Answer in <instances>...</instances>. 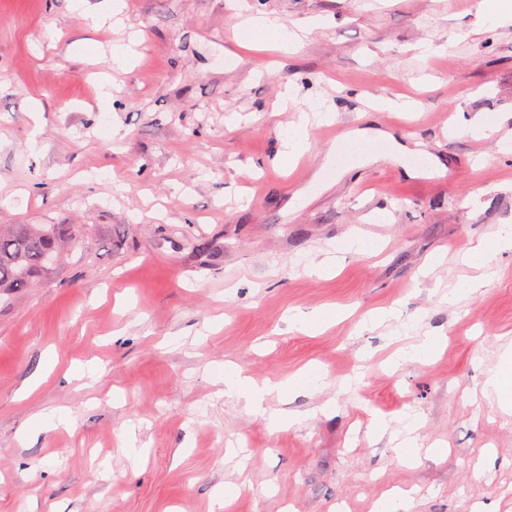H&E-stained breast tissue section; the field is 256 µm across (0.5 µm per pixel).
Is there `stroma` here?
<instances>
[{"mask_svg":"<svg viewBox=\"0 0 512 512\" xmlns=\"http://www.w3.org/2000/svg\"><path fill=\"white\" fill-rule=\"evenodd\" d=\"M125 2L98 29L69 0H0V225L82 239L0 294V512H212L232 486L225 512H373L397 489L409 512H512V411L481 395L512 346V248L489 286L439 301L512 224V24L493 0ZM262 14L295 53L237 48ZM133 35L101 95L99 58ZM286 93L325 116L294 162L297 113L269 114ZM296 308L337 318L303 332ZM424 334L431 360L389 368ZM228 360L324 381L259 414L219 396ZM54 408L71 425L23 439ZM280 409L301 422L272 428ZM405 414L414 460L376 430ZM503 248H512V224H499L490 235L468 250L463 262L487 271L493 256Z\"/></svg>","mask_w":512,"mask_h":512,"instance_id":"obj_1","label":"stroma"}]
</instances>
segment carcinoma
I'll return each mask as SVG.
<instances>
[{"mask_svg": "<svg viewBox=\"0 0 512 512\" xmlns=\"http://www.w3.org/2000/svg\"><path fill=\"white\" fill-rule=\"evenodd\" d=\"M61 242L53 224H14L0 231V289L29 287L50 269L46 257L58 256Z\"/></svg>", "mask_w": 512, "mask_h": 512, "instance_id": "obj_1", "label": "carcinoma"}]
</instances>
